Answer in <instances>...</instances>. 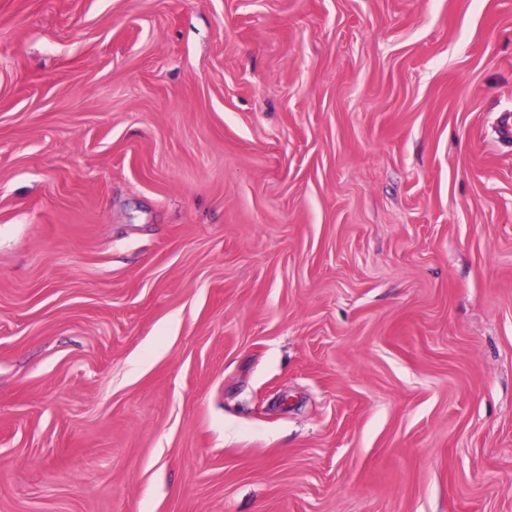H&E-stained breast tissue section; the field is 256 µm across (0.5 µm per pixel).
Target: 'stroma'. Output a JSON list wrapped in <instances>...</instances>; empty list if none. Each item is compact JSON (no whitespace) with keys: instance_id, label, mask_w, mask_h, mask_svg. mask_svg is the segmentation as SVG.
<instances>
[{"instance_id":"35a3bbf8","label":"stroma","mask_w":512,"mask_h":512,"mask_svg":"<svg viewBox=\"0 0 512 512\" xmlns=\"http://www.w3.org/2000/svg\"><path fill=\"white\" fill-rule=\"evenodd\" d=\"M512 0H0V512H512Z\"/></svg>"}]
</instances>
